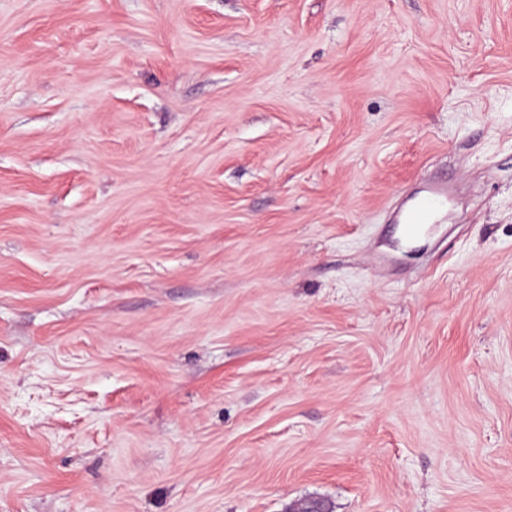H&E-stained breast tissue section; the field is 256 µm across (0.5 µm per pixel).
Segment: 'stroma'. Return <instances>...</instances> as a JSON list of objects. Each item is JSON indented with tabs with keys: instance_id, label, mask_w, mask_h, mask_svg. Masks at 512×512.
<instances>
[{
	"instance_id": "35a3bbf8",
	"label": "stroma",
	"mask_w": 512,
	"mask_h": 512,
	"mask_svg": "<svg viewBox=\"0 0 512 512\" xmlns=\"http://www.w3.org/2000/svg\"><path fill=\"white\" fill-rule=\"evenodd\" d=\"M306 498L512 512V0H0V512ZM448 200V184H435L425 196L421 197L404 219L407 232L414 233L422 224L432 220L443 209Z\"/></svg>"
}]
</instances>
